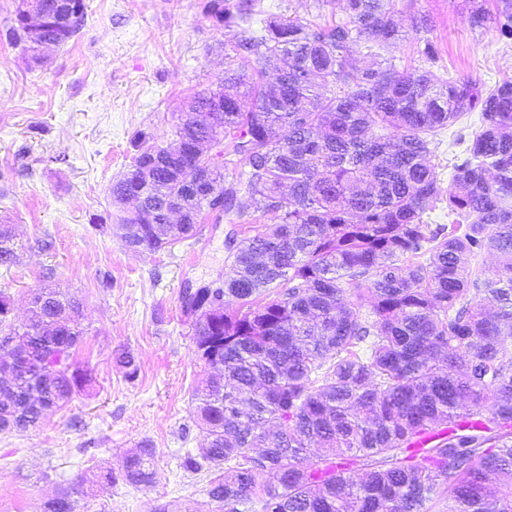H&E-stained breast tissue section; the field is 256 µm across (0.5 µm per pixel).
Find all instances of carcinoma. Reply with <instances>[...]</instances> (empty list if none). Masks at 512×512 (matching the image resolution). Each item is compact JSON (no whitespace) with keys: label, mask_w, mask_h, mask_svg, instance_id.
Masks as SVG:
<instances>
[{"label":"carcinoma","mask_w":512,"mask_h":512,"mask_svg":"<svg viewBox=\"0 0 512 512\" xmlns=\"http://www.w3.org/2000/svg\"><path fill=\"white\" fill-rule=\"evenodd\" d=\"M469 0V21L512 37V0L489 14ZM254 0H207L204 12L230 26ZM346 20L271 21L242 35L234 56L252 55L260 77L233 69L218 88L185 101L173 125L180 150L138 129L129 169L110 187L117 235L131 251L171 244L164 213L187 223L238 221L224 287L189 299L224 303V314L192 322L201 359L218 374L191 403L204 433L181 465L210 475L207 495L222 512H427L445 485L448 512H512V81L436 80L381 52L400 39L393 0H344ZM41 40L66 43L83 26L84 0H43ZM371 42L352 65L353 36ZM28 37L25 15L5 30ZM273 80L265 81L267 72ZM479 109V129L454 131ZM463 147L448 161L443 194L430 161L439 133ZM224 133V160L205 161L198 140ZM242 166L226 180L224 170ZM255 216L249 218L242 198ZM448 203V224L428 215ZM271 216L277 243L257 221ZM496 257L486 266L483 254ZM17 244L0 224V266ZM26 322L0 329L29 337L37 360L66 351L45 371L0 368V432L36 426L91 385L70 358L83 329L80 300L36 292ZM239 308H230V301ZM368 312L360 311L362 306ZM348 453L346 474L311 445ZM153 450L126 457L122 480L155 482ZM43 512H75L82 484Z\"/></svg>","instance_id":"1"}]
</instances>
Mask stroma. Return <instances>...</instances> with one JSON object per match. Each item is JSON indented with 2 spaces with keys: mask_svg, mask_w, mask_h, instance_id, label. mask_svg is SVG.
Segmentation results:
<instances>
[{
  "mask_svg": "<svg viewBox=\"0 0 512 512\" xmlns=\"http://www.w3.org/2000/svg\"><path fill=\"white\" fill-rule=\"evenodd\" d=\"M84 2L80 32L46 50L42 63L0 37V224L13 225L21 244L17 262L0 267V291L16 323L36 289L81 296L84 334L73 362L94 377L37 427L0 432V512H42L60 488L93 474L78 512H154L163 502L220 512L206 474L180 466L203 440L191 395L209 372L181 295L223 273L229 227L135 253L110 229L109 189L130 165L137 129L171 142L179 107L215 88L230 65L224 49L242 29L216 23L205 0ZM255 10L256 31L288 16L345 19L342 0H256ZM396 10L402 38L390 54L398 66H427L440 80L512 79V39L472 29L468 0H396ZM428 40L438 48L432 64L422 54ZM123 350L138 362L135 378L115 361ZM144 445L154 450L155 484L100 481Z\"/></svg>",
  "mask_w": 512,
  "mask_h": 512,
  "instance_id": "stroma-1",
  "label": "stroma"
}]
</instances>
